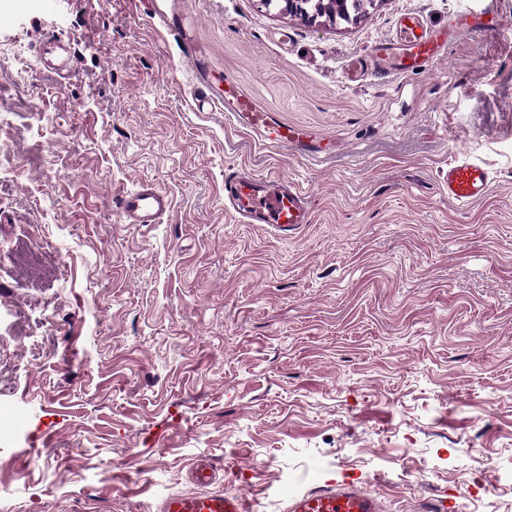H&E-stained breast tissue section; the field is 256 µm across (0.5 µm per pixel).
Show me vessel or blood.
Returning <instances> with one entry per match:
<instances>
[{
	"instance_id": "1",
	"label": "vessel or blood",
	"mask_w": 512,
	"mask_h": 512,
	"mask_svg": "<svg viewBox=\"0 0 512 512\" xmlns=\"http://www.w3.org/2000/svg\"><path fill=\"white\" fill-rule=\"evenodd\" d=\"M480 24V18L468 12L457 14L444 27L433 26L414 14L402 15L400 37L375 44L365 54L355 56L346 68V79L355 84L370 77L385 79L411 69L428 68ZM224 110L266 144L314 159L327 154L322 138L313 136L306 126L281 122L276 112L261 105L238 80L230 77L224 80ZM444 182L449 199L466 205L487 195L491 175L479 163L461 158L449 164ZM171 207L168 194L144 183L120 196L118 216L124 224H155ZM224 209L240 223L267 224L283 234L311 221L308 197L292 181L244 171L225 176ZM192 477L197 491L167 495L157 512H258L257 503L246 495L210 491L213 476L204 464H195ZM286 512L385 510L377 496L357 482L345 480L288 499Z\"/></svg>"
}]
</instances>
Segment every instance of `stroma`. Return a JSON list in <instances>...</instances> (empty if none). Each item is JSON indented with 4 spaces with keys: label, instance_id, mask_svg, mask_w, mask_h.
<instances>
[{
    "label": "stroma",
    "instance_id": "obj_1",
    "mask_svg": "<svg viewBox=\"0 0 512 512\" xmlns=\"http://www.w3.org/2000/svg\"><path fill=\"white\" fill-rule=\"evenodd\" d=\"M407 11L483 23L427 70L344 85ZM227 76L333 151L226 121ZM0 87V410L28 419L0 427V512H154L203 458L262 512L342 479L386 512H512V0H369L349 23L0 0ZM460 157L493 175L468 206L443 182ZM240 168L299 183L310 223H236ZM145 182L170 212L120 223Z\"/></svg>",
    "mask_w": 512,
    "mask_h": 512
}]
</instances>
